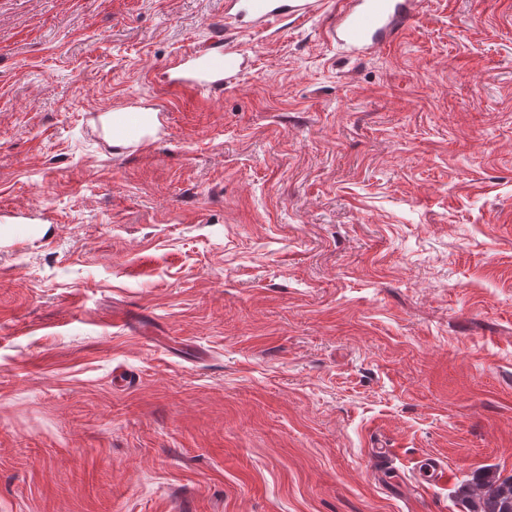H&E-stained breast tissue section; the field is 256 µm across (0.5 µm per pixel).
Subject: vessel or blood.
Returning a JSON list of instances; mask_svg holds the SVG:
<instances>
[{
    "label": "vessel or blood",
    "mask_w": 512,
    "mask_h": 512,
    "mask_svg": "<svg viewBox=\"0 0 512 512\" xmlns=\"http://www.w3.org/2000/svg\"><path fill=\"white\" fill-rule=\"evenodd\" d=\"M321 0H224V35L203 42L170 59L173 91L207 96L233 84L242 71L232 31L267 29L293 18L317 14ZM421 0H342L337 19L325 29L326 39L348 55L368 57L390 46L417 21Z\"/></svg>",
    "instance_id": "obj_1"
}]
</instances>
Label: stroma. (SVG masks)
I'll return each mask as SVG.
<instances>
[{
	"mask_svg": "<svg viewBox=\"0 0 512 512\" xmlns=\"http://www.w3.org/2000/svg\"><path fill=\"white\" fill-rule=\"evenodd\" d=\"M324 2L203 100L155 75L224 0H0V512H466L512 476V0H423L364 59ZM116 104L158 134L114 150ZM125 112L137 126V136L154 137L158 133L160 123L157 112L151 108L132 107ZM455 494L468 512H512V477L479 474L461 482Z\"/></svg>",
	"mask_w": 512,
	"mask_h": 512,
	"instance_id": "obj_1",
	"label": "stroma"
}]
</instances>
